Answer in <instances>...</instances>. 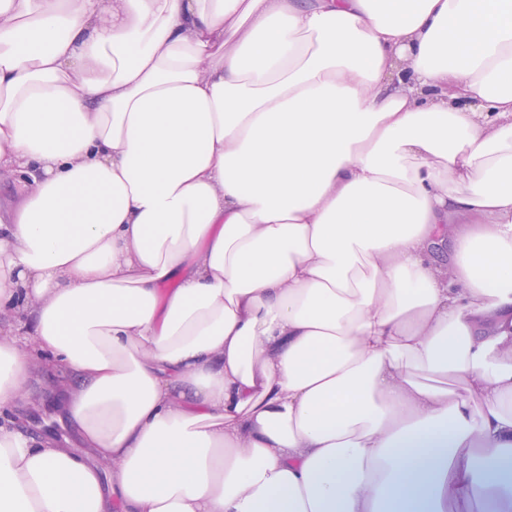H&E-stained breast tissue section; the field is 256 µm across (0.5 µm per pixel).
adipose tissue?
<instances>
[{
    "mask_svg": "<svg viewBox=\"0 0 512 512\" xmlns=\"http://www.w3.org/2000/svg\"><path fill=\"white\" fill-rule=\"evenodd\" d=\"M1 170L0 512H512V0H0ZM27 186L20 182L17 175L11 176L0 171V208H16L26 197ZM27 395L20 401V407L15 418V426L29 433L35 438L44 434L46 427L42 415L32 410V401H46V396L56 391L54 376L41 363H36L31 376L26 381ZM52 402V401H46Z\"/></svg>",
    "mask_w": 512,
    "mask_h": 512,
    "instance_id": "adipose-tissue-1",
    "label": "adipose tissue"
}]
</instances>
